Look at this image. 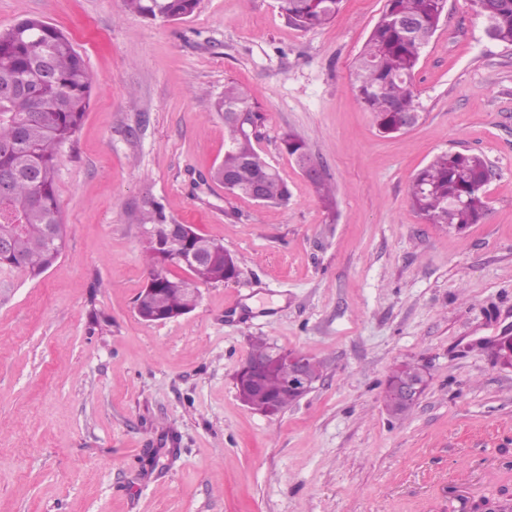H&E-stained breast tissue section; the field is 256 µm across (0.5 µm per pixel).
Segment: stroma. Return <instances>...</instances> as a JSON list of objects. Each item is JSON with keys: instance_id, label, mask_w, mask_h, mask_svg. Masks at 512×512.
<instances>
[{"instance_id": "1", "label": "stroma", "mask_w": 512, "mask_h": 512, "mask_svg": "<svg viewBox=\"0 0 512 512\" xmlns=\"http://www.w3.org/2000/svg\"><path fill=\"white\" fill-rule=\"evenodd\" d=\"M384 5L345 0L302 31L278 0H200L169 22L123 0H0V30L42 17L95 76L59 158L65 252L36 280L0 269V512H457L462 473L482 512L512 498V367L494 355L512 329V46L471 0H448L415 71L421 118L386 136L352 75ZM229 78L261 111L256 145L286 204L207 179ZM288 132L335 185L333 207L285 152ZM446 152L494 171L484 218L460 231L408 197ZM152 202L240 267L162 324L134 310ZM257 338L323 365L275 417L235 388ZM404 362L428 382L395 418L385 388Z\"/></svg>"}]
</instances>
